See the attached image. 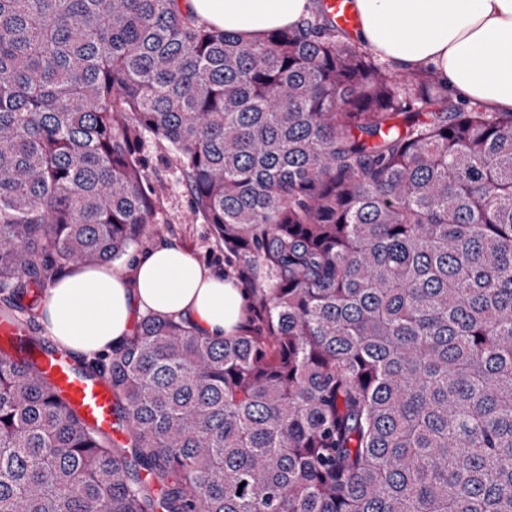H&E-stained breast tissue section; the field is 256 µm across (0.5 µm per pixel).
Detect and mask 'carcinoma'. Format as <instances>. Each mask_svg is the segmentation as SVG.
<instances>
[{
	"label": "carcinoma",
	"mask_w": 512,
	"mask_h": 512,
	"mask_svg": "<svg viewBox=\"0 0 512 512\" xmlns=\"http://www.w3.org/2000/svg\"><path fill=\"white\" fill-rule=\"evenodd\" d=\"M177 2L0 0V301L141 240L150 134L261 327L149 313L76 366L124 445L0 349V512H512V112L323 0L258 42Z\"/></svg>",
	"instance_id": "obj_1"
}]
</instances>
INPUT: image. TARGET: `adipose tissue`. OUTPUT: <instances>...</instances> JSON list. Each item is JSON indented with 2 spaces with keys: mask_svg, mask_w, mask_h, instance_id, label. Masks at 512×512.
<instances>
[{
  "mask_svg": "<svg viewBox=\"0 0 512 512\" xmlns=\"http://www.w3.org/2000/svg\"><path fill=\"white\" fill-rule=\"evenodd\" d=\"M199 22L247 41L299 24L308 0H180ZM355 37L396 70L433 67L454 96L512 112V0H354ZM244 295L177 241L141 254L131 276L74 264L56 274L39 319L53 343L79 359L121 346L149 312L234 335Z\"/></svg>",
  "mask_w": 512,
  "mask_h": 512,
  "instance_id": "adipose-tissue-1",
  "label": "adipose tissue"
}]
</instances>
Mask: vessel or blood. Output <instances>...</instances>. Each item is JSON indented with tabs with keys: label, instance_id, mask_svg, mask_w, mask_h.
Masks as SVG:
<instances>
[{
	"label": "vessel or blood",
	"instance_id": "vessel-or-blood-1",
	"mask_svg": "<svg viewBox=\"0 0 512 512\" xmlns=\"http://www.w3.org/2000/svg\"><path fill=\"white\" fill-rule=\"evenodd\" d=\"M327 4L333 20L339 26L350 29L358 24L353 0H327ZM42 367L84 420L101 429H111L114 423L113 403L106 376L82 377L74 371L67 357L60 353L45 357Z\"/></svg>",
	"mask_w": 512,
	"mask_h": 512
}]
</instances>
